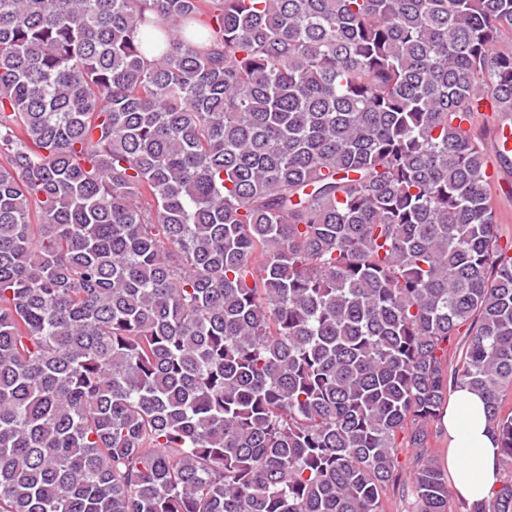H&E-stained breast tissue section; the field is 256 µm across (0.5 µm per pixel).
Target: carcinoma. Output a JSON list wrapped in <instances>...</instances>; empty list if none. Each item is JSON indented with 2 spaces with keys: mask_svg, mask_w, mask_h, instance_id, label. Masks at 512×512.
Instances as JSON below:
<instances>
[{
  "mask_svg": "<svg viewBox=\"0 0 512 512\" xmlns=\"http://www.w3.org/2000/svg\"><path fill=\"white\" fill-rule=\"evenodd\" d=\"M485 102L512 0H0V512H448L450 379L512 466ZM399 455L400 466L403 470V477L400 486H389L382 496L384 512H413L417 510L418 505L415 498L407 494L406 484L409 482L406 477L412 470L414 453L410 448H402ZM404 486V492L402 490Z\"/></svg>",
  "mask_w": 512,
  "mask_h": 512,
  "instance_id": "cac0c4a2",
  "label": "carcinoma"
}]
</instances>
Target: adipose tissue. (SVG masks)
Wrapping results in <instances>:
<instances>
[{
  "instance_id": "adipose-tissue-1",
  "label": "adipose tissue",
  "mask_w": 512,
  "mask_h": 512,
  "mask_svg": "<svg viewBox=\"0 0 512 512\" xmlns=\"http://www.w3.org/2000/svg\"><path fill=\"white\" fill-rule=\"evenodd\" d=\"M440 425L448 437L443 464L456 496L471 505L484 501L500 483L499 448L484 400L467 385L455 386Z\"/></svg>"
}]
</instances>
